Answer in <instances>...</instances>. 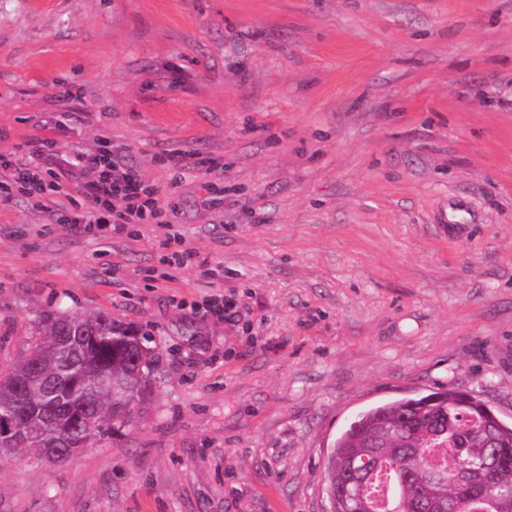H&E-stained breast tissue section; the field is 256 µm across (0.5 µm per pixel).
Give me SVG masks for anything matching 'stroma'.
Wrapping results in <instances>:
<instances>
[{"label": "stroma", "instance_id": "1", "mask_svg": "<svg viewBox=\"0 0 512 512\" xmlns=\"http://www.w3.org/2000/svg\"><path fill=\"white\" fill-rule=\"evenodd\" d=\"M33 138L126 148L220 275L164 280L154 224L75 236V178L0 204V369L48 310L158 356L87 448L0 458V512H330L370 407L451 386L512 424V0H0V152Z\"/></svg>", "mask_w": 512, "mask_h": 512}]
</instances>
